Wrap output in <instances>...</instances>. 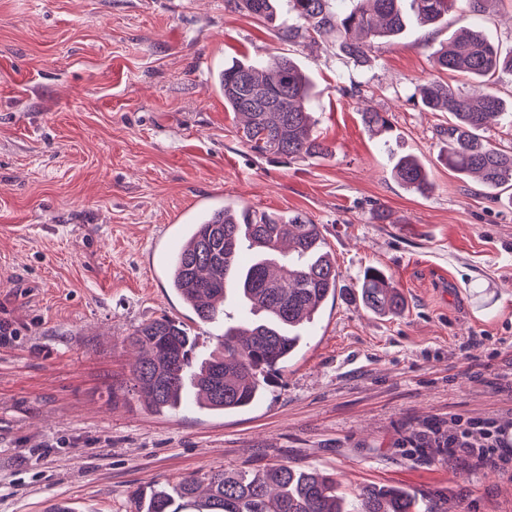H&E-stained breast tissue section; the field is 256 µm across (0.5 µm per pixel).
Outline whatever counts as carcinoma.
Instances as JSON below:
<instances>
[{
  "label": "carcinoma",
  "mask_w": 512,
  "mask_h": 512,
  "mask_svg": "<svg viewBox=\"0 0 512 512\" xmlns=\"http://www.w3.org/2000/svg\"><path fill=\"white\" fill-rule=\"evenodd\" d=\"M468 3L472 13L490 0H288L293 23L279 28L283 41L336 32L345 54L363 58L367 38H392L409 26L437 25ZM235 7L272 24L277 0H235ZM433 66L484 85L512 74V53L504 54L478 28L454 34L434 53ZM224 109L244 117L242 134L256 153L289 159H325L334 147L321 138L312 120L313 83L293 57L238 60L219 78ZM413 97L432 112L450 118L443 129L448 144L442 158L448 169L472 175L496 192L512 187V152L494 145L484 132L508 115V104L488 91L476 102L448 84L426 80ZM373 134L387 130L381 112H361ZM407 189L427 196L431 173L415 155L399 158L391 169ZM253 252L244 264L242 253ZM336 258L320 225L294 215L256 216L226 205L190 225L182 247L169 262V287L202 322L224 315L232 301L244 318L224 327V341L204 356L197 337L181 321L166 316L138 326L129 336L139 349L130 390L155 413L175 411L192 389L198 407L213 414H235L255 403L274 373L297 354L300 330L317 320L336 296ZM362 306L378 315H396L403 298L384 271L370 267L359 282ZM140 512H348L336 478L314 468L273 464L254 474L211 470L181 478L170 489L139 491ZM354 512H417L408 491L365 485Z\"/></svg>",
  "instance_id": "cac0c4a2"
}]
</instances>
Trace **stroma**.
Instances as JSON below:
<instances>
[{
	"mask_svg": "<svg viewBox=\"0 0 512 512\" xmlns=\"http://www.w3.org/2000/svg\"><path fill=\"white\" fill-rule=\"evenodd\" d=\"M474 22L512 51V0L361 59L332 32L282 41L232 0H0V323L13 333L0 344V512H136L137 489L274 462L349 492L407 489L419 512H512V478L429 439L460 416L512 422V205L448 170V115L412 96L437 76L482 93L432 62ZM282 53L315 81L332 157H261L224 109L225 64ZM366 108L390 130L367 131ZM407 154L430 168L429 196L393 179ZM224 204L320 224L336 298L253 407L150 412L129 391L128 338L166 314L218 344L223 320L182 308L161 254ZM370 267L403 295L400 315L360 305Z\"/></svg>",
	"mask_w": 512,
	"mask_h": 512,
	"instance_id": "stroma-1",
	"label": "stroma"
}]
</instances>
